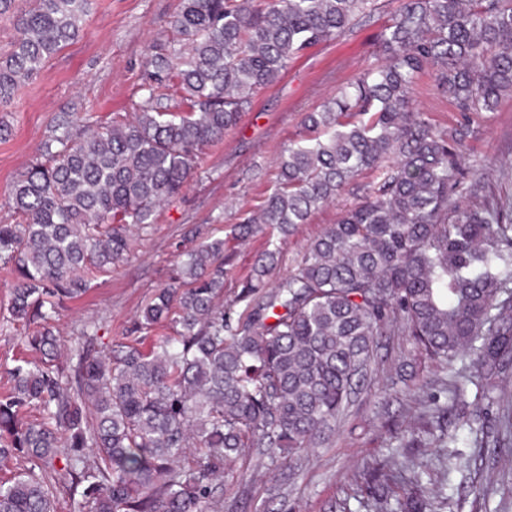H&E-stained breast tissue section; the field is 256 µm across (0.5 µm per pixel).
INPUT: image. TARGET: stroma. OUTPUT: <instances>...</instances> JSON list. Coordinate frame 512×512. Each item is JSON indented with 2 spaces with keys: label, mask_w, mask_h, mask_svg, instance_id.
<instances>
[{
  "label": "stroma",
  "mask_w": 512,
  "mask_h": 512,
  "mask_svg": "<svg viewBox=\"0 0 512 512\" xmlns=\"http://www.w3.org/2000/svg\"><path fill=\"white\" fill-rule=\"evenodd\" d=\"M180 4L94 0L78 39L47 60L35 78L19 83L5 114L11 133L0 138L1 221H10L13 185L36 163L56 113L103 122L136 111L145 98L153 46L173 40L169 20ZM390 9L388 0H377L370 18L342 38L309 49L276 85L255 95L239 125L205 149L184 193L154 224L135 232L128 259L113 267L111 277L62 303L55 323L61 347L93 325L101 336H124L154 293L169 283L179 254L193 244L189 232L195 228L202 239L223 240L229 260L224 306L242 313L238 293L271 243L280 247V262L268 275L273 284L310 241L337 222L344 206L371 192L378 181L374 172L359 177L341 203L315 211L285 238L265 231L246 238L235 233L243 214L256 211L272 191L281 154L303 135L304 114L319 109L336 86L373 63ZM474 127L470 159H512V97L476 118ZM474 373L472 355L444 368L394 323L380 337L370 377L332 442L304 454L291 469L263 468L251 480L225 477L223 512H371L363 474L387 457L401 467L393 499L403 498L418 479L447 494L445 512H512V472L501 470L493 449L479 445L481 427L492 426L493 418L479 414L488 401ZM440 435L445 444L438 447L433 440Z\"/></svg>",
  "instance_id": "1"
}]
</instances>
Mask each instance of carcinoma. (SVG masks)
Listing matches in <instances>:
<instances>
[{"instance_id":"obj_1","label":"carcinoma","mask_w":512,"mask_h":512,"mask_svg":"<svg viewBox=\"0 0 512 512\" xmlns=\"http://www.w3.org/2000/svg\"><path fill=\"white\" fill-rule=\"evenodd\" d=\"M91 5L0 0L19 30L0 56V107L79 36ZM372 11L373 0H182L180 48L157 46L138 112L79 137L75 114L53 118L40 162L14 184V223L0 224L10 315L35 325L23 337L33 358L0 393V471L18 454L29 463L0 480V512H55L57 493L79 487L78 512H222L223 477L249 449L291 462L330 440L399 318L446 367L470 353L479 376L499 379L486 384L501 410L495 443L512 446V200L478 198L484 166L464 152L473 117L512 96V0H398L378 62L305 114V137L239 235L267 224L287 236L365 172L380 180L273 286L279 250L261 256L242 286L245 316L224 310V241L213 240L181 254L122 340L100 346L86 330L76 363L59 360L60 302L112 274L256 93ZM426 72L456 125L436 127L415 103ZM165 322L172 334L148 340ZM394 466L369 477L387 486ZM373 500L374 512H441L448 497L416 481L395 507L383 492Z\"/></svg>"}]
</instances>
